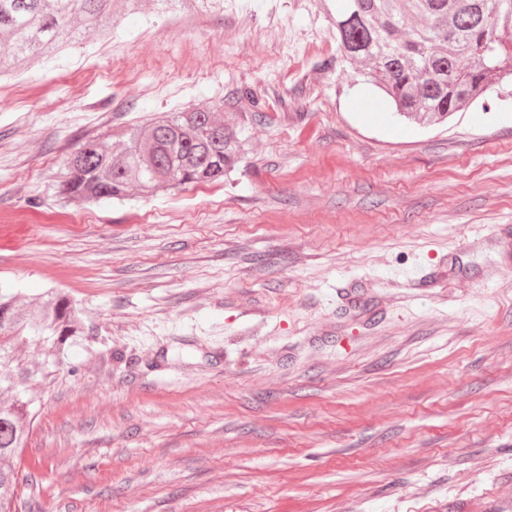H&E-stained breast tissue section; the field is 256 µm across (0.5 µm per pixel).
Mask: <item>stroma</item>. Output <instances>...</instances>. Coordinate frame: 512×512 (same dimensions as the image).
<instances>
[{
    "label": "stroma",
    "mask_w": 512,
    "mask_h": 512,
    "mask_svg": "<svg viewBox=\"0 0 512 512\" xmlns=\"http://www.w3.org/2000/svg\"><path fill=\"white\" fill-rule=\"evenodd\" d=\"M335 0H138L0 83V286L62 290L26 512H512V84L397 114ZM220 104L223 181L62 199L102 132Z\"/></svg>",
    "instance_id": "stroma-1"
}]
</instances>
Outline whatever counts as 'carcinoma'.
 <instances>
[{
	"mask_svg": "<svg viewBox=\"0 0 512 512\" xmlns=\"http://www.w3.org/2000/svg\"><path fill=\"white\" fill-rule=\"evenodd\" d=\"M413 16L424 23L407 26ZM111 29L112 0H0V79ZM336 38L398 114L423 124H438L512 81V0H343ZM222 111L219 104L192 107L135 124L119 151L109 134L90 140L67 159L59 193L96 202L224 176L238 142ZM83 336L66 295L48 291L25 309L0 288V512L18 508L31 478L16 464L40 404L25 385L52 376L24 363L15 344H49L60 355Z\"/></svg>",
	"mask_w": 512,
	"mask_h": 512,
	"instance_id": "obj_1",
	"label": "carcinoma"
}]
</instances>
